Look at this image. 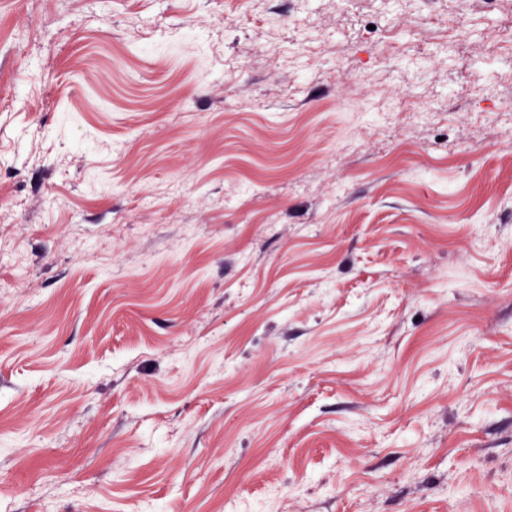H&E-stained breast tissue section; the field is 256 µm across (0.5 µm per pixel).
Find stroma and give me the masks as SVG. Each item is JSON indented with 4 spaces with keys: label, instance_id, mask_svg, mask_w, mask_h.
Returning a JSON list of instances; mask_svg holds the SVG:
<instances>
[{
    "label": "stroma",
    "instance_id": "1",
    "mask_svg": "<svg viewBox=\"0 0 512 512\" xmlns=\"http://www.w3.org/2000/svg\"><path fill=\"white\" fill-rule=\"evenodd\" d=\"M381 10L0 0V512H512V0Z\"/></svg>",
    "mask_w": 512,
    "mask_h": 512
}]
</instances>
